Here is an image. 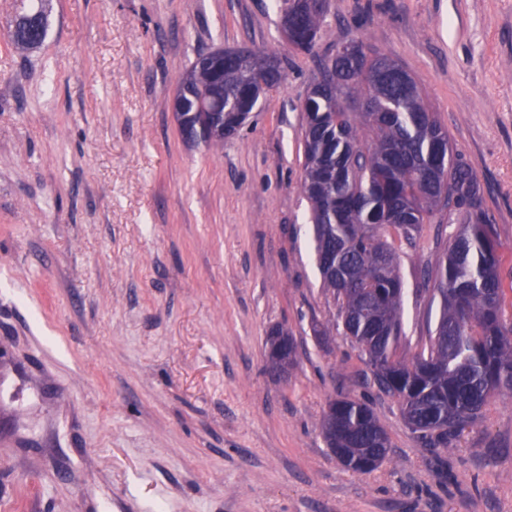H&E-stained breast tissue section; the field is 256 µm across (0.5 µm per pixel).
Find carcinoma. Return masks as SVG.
Masks as SVG:
<instances>
[{
	"mask_svg": "<svg viewBox=\"0 0 512 512\" xmlns=\"http://www.w3.org/2000/svg\"><path fill=\"white\" fill-rule=\"evenodd\" d=\"M327 0L288 11L296 49L310 53L324 28ZM15 43L41 45L48 34L44 8L25 10ZM348 58L334 55L304 102V177L313 241L323 286L340 302L345 335L367 357L365 384L393 399L423 447L438 455L475 424L496 395H512V322L503 317L498 233L482 206L480 183L453 147L448 129L426 102L415 77H381L388 56L359 38ZM268 53L241 48L224 59V109L250 97L244 64L254 68ZM213 83L192 65L176 113L191 144L216 145L214 112L200 111ZM461 216V228L438 257L441 315L427 351L397 353L403 333L404 283L397 260L424 224L445 208ZM329 406L322 430L327 448L347 470L369 473L389 456L388 434L365 400L341 395Z\"/></svg>",
	"mask_w": 512,
	"mask_h": 512,
	"instance_id": "cac0c4a2",
	"label": "carcinoma"
}]
</instances>
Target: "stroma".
Wrapping results in <instances>:
<instances>
[{
    "label": "stroma",
    "instance_id": "obj_1",
    "mask_svg": "<svg viewBox=\"0 0 512 512\" xmlns=\"http://www.w3.org/2000/svg\"><path fill=\"white\" fill-rule=\"evenodd\" d=\"M45 42L0 0V512H512V395L439 478L322 285L301 193L303 105L337 38L406 66L480 180L512 273V0H328L314 50L276 0H50ZM282 58L223 145L188 147L172 101L198 53ZM459 229L403 248L400 353L428 345L417 289ZM298 345L287 376L266 337ZM328 328L324 337L315 332ZM370 400L388 459L346 470L322 421Z\"/></svg>",
    "mask_w": 512,
    "mask_h": 512
}]
</instances>
